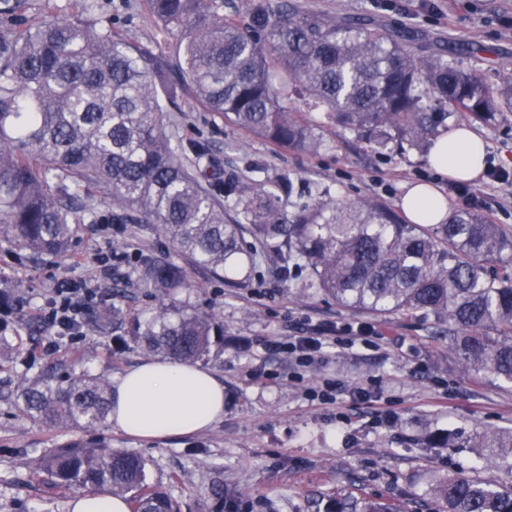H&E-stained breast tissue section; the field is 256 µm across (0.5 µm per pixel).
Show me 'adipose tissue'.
<instances>
[{"mask_svg": "<svg viewBox=\"0 0 512 512\" xmlns=\"http://www.w3.org/2000/svg\"><path fill=\"white\" fill-rule=\"evenodd\" d=\"M483 140L460 126L435 137L429 163L445 178L470 181L484 168ZM415 224H438L448 215L440 189L413 184L401 201ZM224 383L209 369L168 359L144 360L112 382V425L132 437L151 439L208 429L224 416Z\"/></svg>", "mask_w": 512, "mask_h": 512, "instance_id": "ef3b65f1", "label": "adipose tissue"}]
</instances>
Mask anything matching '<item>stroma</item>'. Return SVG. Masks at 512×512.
Returning <instances> with one entry per match:
<instances>
[{"mask_svg": "<svg viewBox=\"0 0 512 512\" xmlns=\"http://www.w3.org/2000/svg\"><path fill=\"white\" fill-rule=\"evenodd\" d=\"M305 10L332 17L365 16L389 27H406L431 47L447 46L449 58L474 69L486 82L512 73V0H294ZM56 14L84 16L111 27L134 47L162 53L178 64L180 41L164 37L146 0H54ZM172 93L165 131L173 142H209L216 164L250 175L262 163L285 174L295 194L316 189L348 202L372 198L399 208L409 186L434 182L426 154L375 153L348 131L324 128V146L314 153L281 147L249 134L207 111L193 90L164 73ZM487 159L512 169V112L492 125L474 124ZM482 198L483 212L512 233V186L477 177L467 184ZM156 225L121 229L81 224L65 258L30 259L0 244V272L21 285L20 311L0 315V332L20 346L0 369V512H69L72 493L34 477L29 461L41 451L75 438L72 430L33 424L20 411L16 394L23 378L48 362L78 352L81 366L113 379L144 359L130 347L110 353L89 349L75 336H57L42 319L44 304L63 281H88L97 297L120 294L132 308L150 311L160 303L141 288L133 264L109 275L93 262L100 252L164 250ZM186 266L192 284L171 297L224 324V353L208 369L224 381L223 418L191 435L138 439L112 427L98 437L140 454L151 463L154 484L178 500L185 512H322L332 497H373L399 512H431V483L446 473L480 471L502 484L512 472L480 462L476 448H427L429 430L470 433L512 429V387H498L463 372L448 355L430 320L385 319L351 313L324 296L304 294L279 283L271 265L251 280L225 287L203 269ZM328 327L323 359L297 365L269 351L271 341ZM331 387L332 398H314ZM363 386L372 400L353 391Z\"/></svg>", "mask_w": 512, "mask_h": 512, "instance_id": "obj_1", "label": "stroma"}]
</instances>
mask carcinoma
<instances>
[{
    "mask_svg": "<svg viewBox=\"0 0 512 512\" xmlns=\"http://www.w3.org/2000/svg\"><path fill=\"white\" fill-rule=\"evenodd\" d=\"M163 34L182 38L181 79L209 111L272 143L315 152L323 144L308 114L359 135L379 153L429 150L431 137L458 112L493 124L512 112V76L493 86L421 51L408 30L358 16L339 19L283 3L243 24L220 13L219 0H147ZM27 0H0L14 23L0 34V243L30 256L68 255L87 219L156 224L169 247L193 266L236 287L263 263L305 293L351 312L434 318L448 325V350L467 372L512 385V233L477 210L442 224L404 222L377 201L339 202L328 192L285 205L283 176L249 181L216 177L210 146L183 147L164 132L153 76L165 56L114 39L112 29L47 15L27 21ZM101 193L107 210L76 205ZM140 287L162 297L192 287L164 254L142 252ZM17 286L0 274V310L17 305ZM188 364L224 352V325L188 305L149 313L99 303L83 320L88 333ZM17 401L51 429H97L112 411V385L68 361L24 380ZM429 448H489L512 471V431L476 430ZM67 491L120 497L130 512H182L148 481L137 453L75 438L31 460ZM440 512H512V484L447 474L429 489ZM326 512H393L386 503L336 497Z\"/></svg>",
    "mask_w": 512,
    "mask_h": 512,
    "instance_id": "carcinoma-1",
    "label": "carcinoma"
}]
</instances>
